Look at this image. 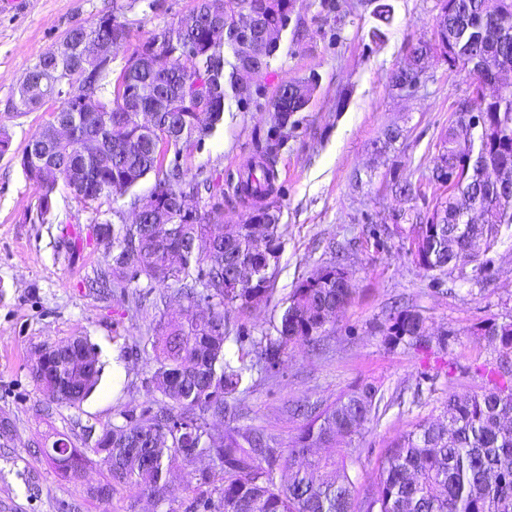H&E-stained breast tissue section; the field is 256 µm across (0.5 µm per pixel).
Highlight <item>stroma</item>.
I'll use <instances>...</instances> for the list:
<instances>
[{
  "label": "stroma",
  "instance_id": "1",
  "mask_svg": "<svg viewBox=\"0 0 512 512\" xmlns=\"http://www.w3.org/2000/svg\"><path fill=\"white\" fill-rule=\"evenodd\" d=\"M383 1L392 8L385 26L374 15ZM113 2L20 0L0 6V131L11 142L0 155V512L169 509L134 485L100 501L92 493L98 468L66 479L43 454L61 437L78 448L91 446L88 429L148 400L152 351L143 337L160 313L119 290L104 294L93 281L113 251L98 238L97 224L130 223L134 196L149 194L158 174L147 175L130 193L86 205L58 188L46 213L19 164L21 151L57 106L52 100L33 110L20 107L18 90L27 72L68 29L93 24ZM148 3L125 0L131 38L113 52V73L121 72L137 46L194 6V0H163L152 10ZM440 8V0H296L256 91L243 101L226 100L224 120L211 137L167 153L164 161L223 193L225 223H245L251 207L236 193L238 174L268 135L276 90L289 79H316L309 106L297 113L277 156L270 201L283 238L274 297L258 314L231 310L229 328L254 336L271 331L282 299L332 261V244H348L342 263L351 277L350 302L319 349L296 345L279 368L256 374L247 404L253 424L286 443L302 424L285 414L286 402L331 401L363 385L378 388L391 404L355 440L364 487L396 436L443 415L449 394L484 386L485 371L497 368L504 354L482 331L492 322H512V224L498 226L483 271L469 262L429 275L410 252L417 217L448 195L428 173L454 123L456 103L471 98L475 82L434 53L423 61L415 91L392 84L393 73L411 62L410 47L434 41ZM397 180L409 184L408 193L393 191ZM398 307L424 318L428 347L387 343ZM78 336L98 353V388L80 404L46 406L31 365L43 345Z\"/></svg>",
  "mask_w": 512,
  "mask_h": 512
}]
</instances>
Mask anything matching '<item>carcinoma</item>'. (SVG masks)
<instances>
[{
    "mask_svg": "<svg viewBox=\"0 0 512 512\" xmlns=\"http://www.w3.org/2000/svg\"><path fill=\"white\" fill-rule=\"evenodd\" d=\"M294 0H269L272 22L285 24ZM207 0H196L202 25L195 31L177 27L154 36L131 54L116 81L110 70L96 74L94 110L81 103L83 69L72 60L49 61L40 55L27 76L26 94L19 97L25 109L56 98V112L72 118L80 132L98 138L110 153L111 164L101 169L91 158L78 154V142L59 146L47 156L24 148L19 163L27 179L41 192L44 211L58 186L83 193L79 201L91 203L123 194L152 171H161L170 149L199 144L224 120V104L245 94L234 80L240 49L235 37L225 32L218 40L206 37ZM445 17L437 21L436 43L471 46L472 55L488 66L512 67V35L499 30L503 13L512 16V0H442ZM130 29L117 22L116 13L101 16L93 25H75L64 39L78 44L95 37L111 47L128 43ZM154 46L174 61V70L160 78L132 67L134 59ZM192 49L199 55L190 67L181 66V54ZM309 80L291 79L280 86L272 117V134L258 160L249 165L241 195L268 214L273 222L258 231L253 224H221L224 202L212 204L216 224L199 217L181 221V197L211 192V185L187 178L178 167L160 179L154 192L164 197L167 219L145 214L142 224L98 225V233L117 244L118 253L103 274V282L121 286L136 283L150 293L158 284L175 290L184 302L178 313H163L149 339L154 368L151 389L160 394L140 411L118 413L112 425L102 428L89 448L92 453L112 445V461L100 460L103 482L112 493L127 484L142 487L157 500L167 497L168 478L180 461L188 466L205 455L210 465L188 472L186 488L192 498L185 512H512V368L504 363L484 387L464 396H448V417L424 420L414 430L396 437L379 460L376 477L366 492L356 485L355 469L360 456L354 438L364 425L379 417L384 397L372 386L346 393L331 402L295 403L288 408L303 424L287 446L263 426L245 423L249 415L242 402L250 392L254 372L281 365L294 344L316 345L326 326L350 301V283L336 274V264L321 266L299 282L282 301L283 311L274 332L248 337L249 347H239L237 358L227 356L230 339L226 313L238 308L257 310L271 299L273 273L263 261H276L282 245L278 217L265 205L271 194L278 149L295 123L294 116L309 100L286 93ZM166 86L179 98L177 109L158 113L151 130L132 120L127 99L136 86L147 94ZM469 110L493 119L512 115V95L475 97L459 104L455 116ZM205 115L199 125L197 116ZM499 142L475 148L484 150L482 164L461 173L448 192V220L428 240L431 254L419 267L427 273L447 266L476 262L494 244L492 225L512 224V201H501L491 180L492 170L512 158V124L499 130ZM448 165L458 161L461 142L455 127L443 139ZM488 214L485 224L467 223L466 210L475 202ZM387 341L422 346L427 342L421 315L406 309L391 318ZM484 336L512 352V323L489 324ZM93 370L75 380L74 392L46 394L57 404L76 405L95 390L100 373L95 348ZM220 417L224 434L214 440L208 419Z\"/></svg>",
    "mask_w": 512,
    "mask_h": 512,
    "instance_id": "1",
    "label": "carcinoma"
}]
</instances>
